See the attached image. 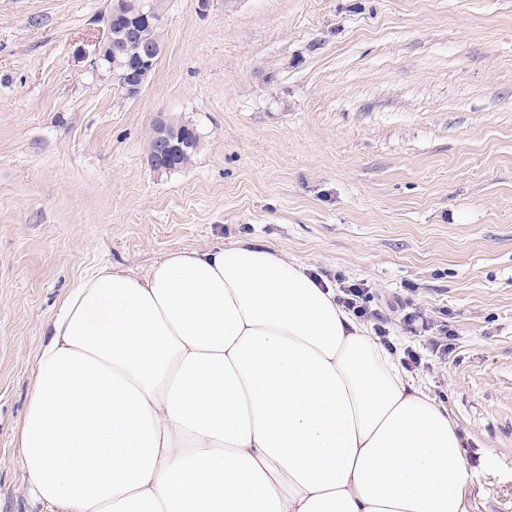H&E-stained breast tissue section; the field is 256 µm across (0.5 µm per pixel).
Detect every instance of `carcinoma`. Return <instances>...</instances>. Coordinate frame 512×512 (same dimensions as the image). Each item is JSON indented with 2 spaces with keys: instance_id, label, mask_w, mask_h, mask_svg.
I'll list each match as a JSON object with an SVG mask.
<instances>
[{
  "instance_id": "1",
  "label": "carcinoma",
  "mask_w": 512,
  "mask_h": 512,
  "mask_svg": "<svg viewBox=\"0 0 512 512\" xmlns=\"http://www.w3.org/2000/svg\"><path fill=\"white\" fill-rule=\"evenodd\" d=\"M154 8L155 13L162 17L166 9L165 0H112V12L121 20L112 24V82L116 89L124 90L126 83V67L122 63L136 54L144 53L153 47L156 41L163 39L162 25L144 26L138 29L135 36L127 33L124 19L133 18L148 8ZM200 137L193 132L187 135V142L168 151L149 141L147 161L155 171L171 172L188 167L199 148Z\"/></svg>"
}]
</instances>
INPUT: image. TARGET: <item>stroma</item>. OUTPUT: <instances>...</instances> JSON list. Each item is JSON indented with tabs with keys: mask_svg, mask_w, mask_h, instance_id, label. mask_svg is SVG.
<instances>
[{
	"mask_svg": "<svg viewBox=\"0 0 512 512\" xmlns=\"http://www.w3.org/2000/svg\"><path fill=\"white\" fill-rule=\"evenodd\" d=\"M108 0H0V512L47 323L98 267L250 241L444 310L414 380L512 512V0H166L134 97L89 58ZM191 166L153 171L156 120Z\"/></svg>",
	"mask_w": 512,
	"mask_h": 512,
	"instance_id": "1",
	"label": "stroma"
}]
</instances>
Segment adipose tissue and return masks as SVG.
<instances>
[{"mask_svg":"<svg viewBox=\"0 0 512 512\" xmlns=\"http://www.w3.org/2000/svg\"><path fill=\"white\" fill-rule=\"evenodd\" d=\"M33 512H472L466 436L303 264L248 242L66 296L20 429Z\"/></svg>","mask_w":512,"mask_h":512,"instance_id":"1","label":"adipose tissue"}]
</instances>
